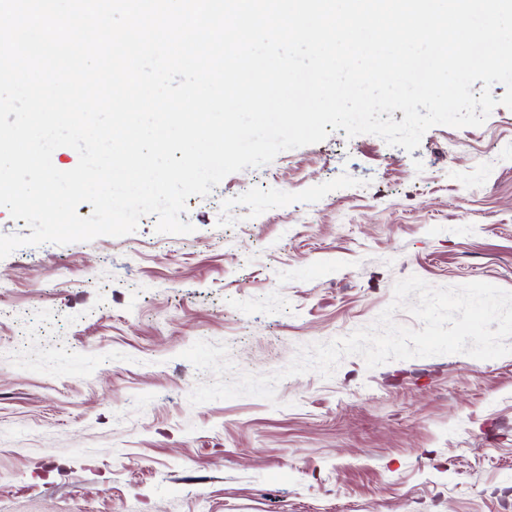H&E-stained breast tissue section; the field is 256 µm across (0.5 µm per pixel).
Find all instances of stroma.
I'll list each match as a JSON object with an SVG mask.
<instances>
[{
    "instance_id": "1",
    "label": "stroma",
    "mask_w": 512,
    "mask_h": 512,
    "mask_svg": "<svg viewBox=\"0 0 512 512\" xmlns=\"http://www.w3.org/2000/svg\"><path fill=\"white\" fill-rule=\"evenodd\" d=\"M181 219L0 259V512H512V354L350 355L199 405L215 376L181 357L277 372L412 275L512 291V109L410 153L335 130Z\"/></svg>"
}]
</instances>
